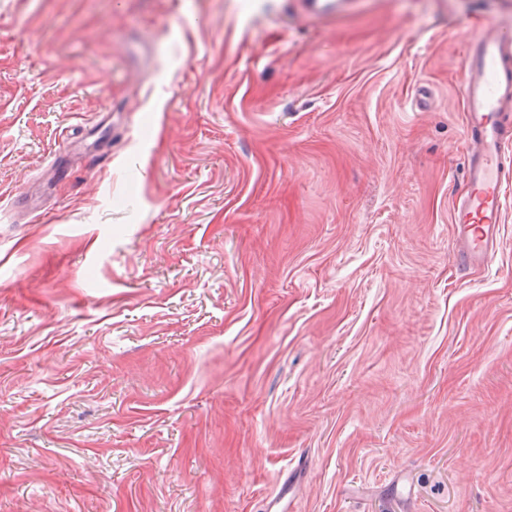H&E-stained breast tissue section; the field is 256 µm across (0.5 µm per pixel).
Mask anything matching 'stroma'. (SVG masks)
<instances>
[{"mask_svg":"<svg viewBox=\"0 0 512 512\" xmlns=\"http://www.w3.org/2000/svg\"><path fill=\"white\" fill-rule=\"evenodd\" d=\"M348 2L0 0V512H512V0ZM461 86L469 189L453 202L450 222L459 242L454 258L466 270L492 260L510 185L504 163L512 155V28H474L461 62Z\"/></svg>","mask_w":512,"mask_h":512,"instance_id":"obj_1","label":"stroma"}]
</instances>
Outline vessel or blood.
Here are the masks:
<instances>
[{"label": "vessel or blood", "mask_w": 512, "mask_h": 512, "mask_svg": "<svg viewBox=\"0 0 512 512\" xmlns=\"http://www.w3.org/2000/svg\"><path fill=\"white\" fill-rule=\"evenodd\" d=\"M465 118V176L469 189L455 199V259L462 269L489 263L503 219L512 173V28L478 26L461 62Z\"/></svg>", "instance_id": "1"}]
</instances>
